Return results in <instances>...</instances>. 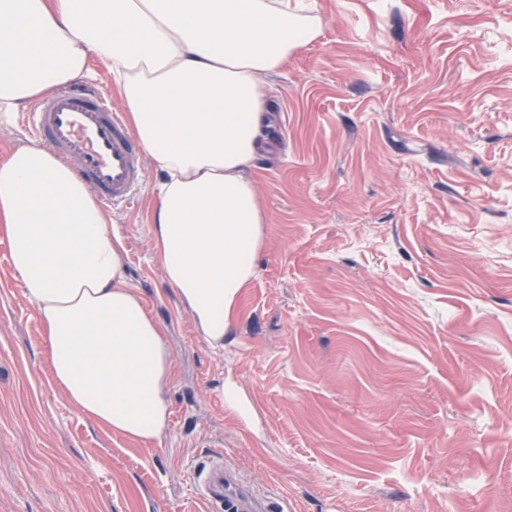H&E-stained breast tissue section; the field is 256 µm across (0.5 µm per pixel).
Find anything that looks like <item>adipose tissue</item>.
Instances as JSON below:
<instances>
[{"mask_svg": "<svg viewBox=\"0 0 512 512\" xmlns=\"http://www.w3.org/2000/svg\"><path fill=\"white\" fill-rule=\"evenodd\" d=\"M288 0H0V128L103 63L160 169L155 258L199 334L224 344L256 274L266 215L255 170L268 78L321 33ZM0 231L36 307L53 383L128 439L169 424L165 327L130 285L126 248L92 189L50 149L0 160Z\"/></svg>", "mask_w": 512, "mask_h": 512, "instance_id": "obj_1", "label": "adipose tissue"}]
</instances>
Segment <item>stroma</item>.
I'll return each mask as SVG.
<instances>
[{
  "mask_svg": "<svg viewBox=\"0 0 512 512\" xmlns=\"http://www.w3.org/2000/svg\"><path fill=\"white\" fill-rule=\"evenodd\" d=\"M306 5L323 31L268 79L264 243L223 347L154 258L155 164L112 214L174 362L161 439L53 385L0 234V512H206L190 472L217 452L289 512H512V0Z\"/></svg>",
  "mask_w": 512,
  "mask_h": 512,
  "instance_id": "35a3bbf8",
  "label": "stroma"
}]
</instances>
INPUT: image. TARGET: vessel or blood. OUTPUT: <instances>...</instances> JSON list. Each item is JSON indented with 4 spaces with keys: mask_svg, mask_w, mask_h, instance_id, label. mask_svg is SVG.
<instances>
[{
    "mask_svg": "<svg viewBox=\"0 0 512 512\" xmlns=\"http://www.w3.org/2000/svg\"><path fill=\"white\" fill-rule=\"evenodd\" d=\"M34 135L97 193L108 209L130 206L144 185V156L112 95L100 86L75 85L37 102L28 116ZM224 456L196 467L192 485L210 508L241 512L242 501L224 493Z\"/></svg>",
    "mask_w": 512,
    "mask_h": 512,
    "instance_id": "b4317fda",
    "label": "vessel or blood"
}]
</instances>
